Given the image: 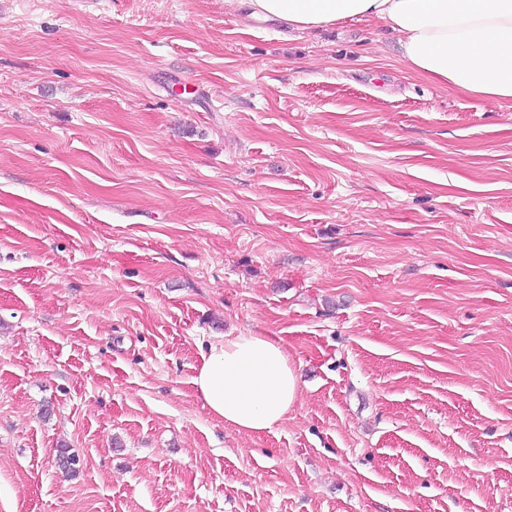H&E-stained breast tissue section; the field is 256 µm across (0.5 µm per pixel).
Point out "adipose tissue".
<instances>
[{
  "label": "adipose tissue",
  "mask_w": 512,
  "mask_h": 512,
  "mask_svg": "<svg viewBox=\"0 0 512 512\" xmlns=\"http://www.w3.org/2000/svg\"><path fill=\"white\" fill-rule=\"evenodd\" d=\"M246 19L298 31L372 19L398 36L408 69L492 103L512 102V0H226ZM197 398L240 432H269L300 396L299 376L281 340L245 331L203 356Z\"/></svg>",
  "instance_id": "obj_1"
}]
</instances>
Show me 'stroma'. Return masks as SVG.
I'll return each instance as SVG.
<instances>
[{"mask_svg": "<svg viewBox=\"0 0 512 512\" xmlns=\"http://www.w3.org/2000/svg\"><path fill=\"white\" fill-rule=\"evenodd\" d=\"M246 330L268 433L192 385ZM0 512H512V107L369 20L0 0ZM192 382L210 415L238 432L272 431L300 396L283 342L250 330L212 346Z\"/></svg>", "mask_w": 512, "mask_h": 512, "instance_id": "stroma-1", "label": "stroma"}]
</instances>
